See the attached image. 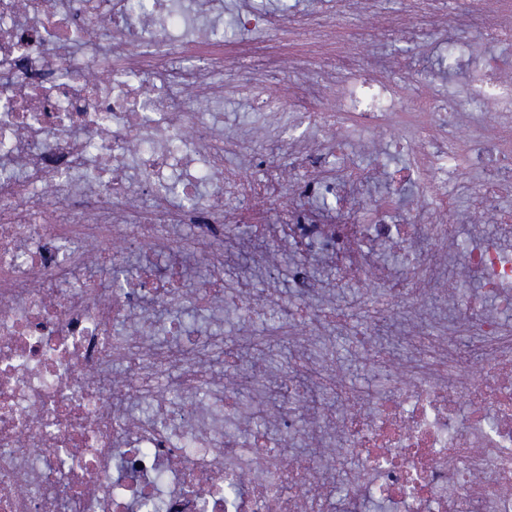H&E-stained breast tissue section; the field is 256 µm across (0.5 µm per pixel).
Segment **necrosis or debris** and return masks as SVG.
<instances>
[{"mask_svg":"<svg viewBox=\"0 0 512 512\" xmlns=\"http://www.w3.org/2000/svg\"><path fill=\"white\" fill-rule=\"evenodd\" d=\"M413 4L477 20L443 46L449 71L470 66L472 109L454 98L440 106L425 81L355 74L273 96L287 55L242 67L202 56L208 32L187 37L193 18H220L224 0H0V512H144L148 501L160 512H360L366 499L387 512H512V327L500 317L512 311L502 248L512 212L500 207L512 195V83L499 76L512 68V22L485 0ZM478 41L496 55L472 60ZM230 85L261 101L274 119L267 137L303 172L298 204L277 207L255 236L292 245L301 295L321 289L308 273L317 261L335 267L337 284L366 281L367 311L392 323L399 345L355 332L359 357L391 380L364 396L331 357L315 368L305 359L319 329L347 315L302 304L284 329L299 357L278 373L288 391L267 431L248 428L225 383L241 368L236 346L189 338L163 314L175 300L261 312L249 292L224 291V227L238 220L224 201L276 204L283 186L277 165L260 179L225 165L246 143L224 136ZM403 109L413 119L395 144L413 158L387 181L416 186L437 222L389 223L386 201L361 224L321 219L309 199L347 207L365 179L351 165L325 168L341 152L335 133L373 134ZM462 169L476 183L450 193ZM460 193L497 218L494 241L466 255L477 294L465 303L446 287ZM376 240L422 260L387 266L366 247ZM128 251L138 265L113 287ZM199 256L210 277L183 290ZM124 323L131 333L117 334ZM158 327L181 346L152 341ZM310 390L334 402L307 418L311 450L285 453ZM142 401L150 415L137 412ZM352 457L358 495L339 502L329 478Z\"/></svg>","mask_w":512,"mask_h":512,"instance_id":"1","label":"necrosis or debris"}]
</instances>
